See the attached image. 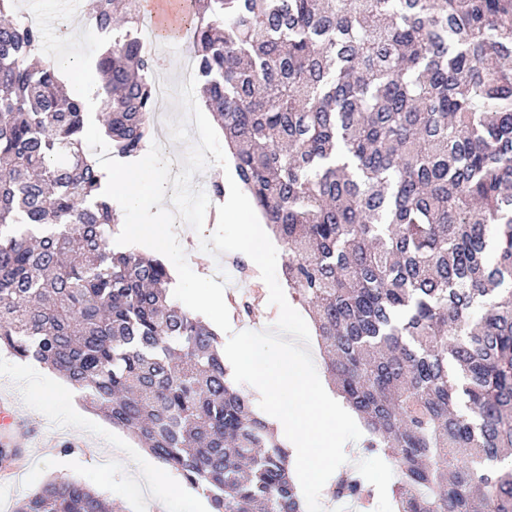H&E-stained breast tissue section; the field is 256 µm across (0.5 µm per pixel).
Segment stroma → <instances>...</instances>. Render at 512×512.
I'll return each mask as SVG.
<instances>
[{
	"instance_id": "stroma-1",
	"label": "stroma",
	"mask_w": 512,
	"mask_h": 512,
	"mask_svg": "<svg viewBox=\"0 0 512 512\" xmlns=\"http://www.w3.org/2000/svg\"><path fill=\"white\" fill-rule=\"evenodd\" d=\"M236 297L249 303V313L232 315L233 331H263L272 327L279 309L269 302L264 281L241 285ZM20 360L0 351V402L24 416V427L13 432L19 454L16 470L0 488V512H14L17 500L52 480H74L107 494L123 512H161L155 497H144L133 486L131 473H144L147 452L125 432L112 428L90 409L81 394H56L60 381L49 373L40 388L20 378ZM346 467L363 471L378 492V512H393L391 488L402 479L390 460L368 453L360 442L351 445Z\"/></svg>"
}]
</instances>
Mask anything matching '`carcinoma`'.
<instances>
[{"label": "carcinoma", "instance_id": "1", "mask_svg": "<svg viewBox=\"0 0 512 512\" xmlns=\"http://www.w3.org/2000/svg\"><path fill=\"white\" fill-rule=\"evenodd\" d=\"M0 0V350L85 390L212 512H303L289 454L119 218L83 101ZM117 154L154 130L140 0H87ZM238 182L285 252L326 373L403 474L395 512H512V0H191ZM365 479L333 494L359 498ZM15 512H114L60 480Z\"/></svg>", "mask_w": 512, "mask_h": 512}]
</instances>
